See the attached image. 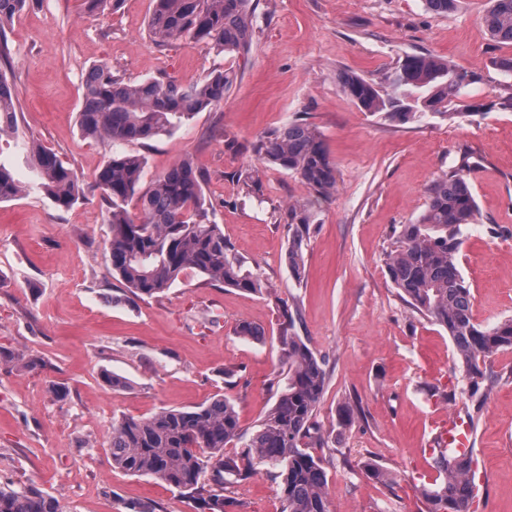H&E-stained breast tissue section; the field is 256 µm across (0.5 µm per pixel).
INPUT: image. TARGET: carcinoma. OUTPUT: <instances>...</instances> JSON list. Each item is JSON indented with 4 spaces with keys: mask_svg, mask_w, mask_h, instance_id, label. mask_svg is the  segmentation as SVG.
Segmentation results:
<instances>
[{
    "mask_svg": "<svg viewBox=\"0 0 512 512\" xmlns=\"http://www.w3.org/2000/svg\"><path fill=\"white\" fill-rule=\"evenodd\" d=\"M148 18L152 41L166 46L178 39L205 42L222 52H245L252 33L251 0H153ZM28 0H0V61H8L5 25ZM489 35L512 44V0H489L484 17ZM481 79L474 69L460 68L433 55L406 57L388 77V89L353 72L340 73L342 93L360 110L404 124L416 118L409 101H420V113L432 111L453 119L448 111L462 92ZM229 72H216L201 84L181 86L150 78L125 82L105 63L86 73L79 129L83 137L113 146L144 144L173 131L197 113L224 102L233 82ZM18 90L0 71V135L19 137ZM258 160L296 174L315 193L330 197L337 187L336 164L318 128L293 121L257 136L251 143ZM40 178V189L61 209L85 197L78 175L55 152L40 144L28 146ZM144 161L137 154L112 153L95 176L108 207L112 236L107 250L112 275L136 298H153L171 288L191 269L207 283L253 294L271 293L258 272L245 267L220 225L209 218L204 177L194 161L183 158L141 190ZM478 161L460 155L448 172L428 188L425 211L403 224L385 264L394 287L416 313L447 331L455 364L467 392L480 407L497 381L488 360L512 350V318L482 325L472 315L471 291L461 275L458 256L464 233L478 223L480 211L470 173ZM23 191L11 170L0 165V202ZM137 198L139 215L127 202ZM288 267L299 281L305 273L304 252L311 224L305 210L288 209ZM279 342L288 364V380L277 390L272 407L240 453L224 448L244 438L231 399L216 394L189 409L162 408L145 418L112 421L109 453L112 466L126 473L151 476L187 497L196 512H225L241 504L227 495L237 481L263 466L280 480L282 512H332L324 459L309 452L327 448L332 431L316 419L323 396L329 357L315 351L296 329L298 304L281 310ZM439 481L422 486L427 512H471L474 495L473 454L452 448L434 453ZM0 512H63L60 503L38 487L0 484Z\"/></svg>",
    "mask_w": 512,
    "mask_h": 512,
    "instance_id": "1",
    "label": "carcinoma"
}]
</instances>
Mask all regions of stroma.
Returning <instances> with one entry per match:
<instances>
[{
  "mask_svg": "<svg viewBox=\"0 0 512 512\" xmlns=\"http://www.w3.org/2000/svg\"><path fill=\"white\" fill-rule=\"evenodd\" d=\"M488 0H458L431 12L425 0H254L248 52H219L187 39L156 46L151 0H111L96 14L82 0H30L7 27V72L19 90L23 138H0V165L22 194L0 203V478L33 484L64 512H193L167 484L112 466L113 419L190 408L230 397L245 432L271 408L287 375L278 341L283 304L299 301L301 335L330 358L317 420L333 431L326 457L333 512H425L418 489L437 472L427 451L432 419L472 403L441 327L414 312L394 288L385 254L401 225L425 209L427 189L460 153L479 157L470 178L481 213L465 234L459 267L477 322L512 318V78L498 61L512 45L489 36ZM432 54L478 70L455 119L428 113L403 125L361 111L337 77L352 71L386 86L408 55ZM160 77L188 86L232 71L224 102L174 131L127 151L144 160L142 183L191 157L205 177L210 218L272 296L210 287L185 271L164 295L131 298L112 275L107 205L87 191L60 209L36 187L27 142L52 149L85 183L111 152L81 136L77 118L89 68ZM322 133L338 171L335 194L316 200L292 172L261 166L254 138L295 119ZM258 171L263 195L239 176ZM307 206L312 224L305 278L285 258V218ZM246 320L263 339L235 332ZM36 358L41 368L25 367ZM499 375L475 416V512H512V350L492 356ZM125 378L114 390L103 372ZM67 396L57 399L52 386ZM355 411L342 424L339 409ZM393 476L369 478L366 462ZM236 492L244 512H281L279 482L260 473Z\"/></svg>",
  "mask_w": 512,
  "mask_h": 512,
  "instance_id": "35a3bbf8",
  "label": "stroma"
}]
</instances>
